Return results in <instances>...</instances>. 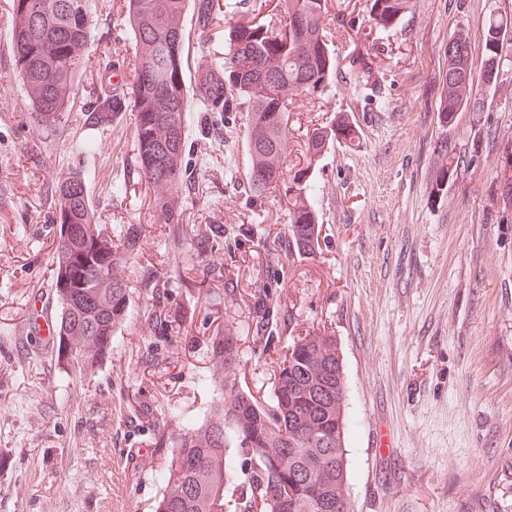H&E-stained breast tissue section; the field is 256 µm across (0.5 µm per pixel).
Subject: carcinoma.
<instances>
[{"mask_svg":"<svg viewBox=\"0 0 512 512\" xmlns=\"http://www.w3.org/2000/svg\"><path fill=\"white\" fill-rule=\"evenodd\" d=\"M330 0H126L130 28L141 54L134 80L119 95L106 94L84 113V125L104 128L118 113L137 114L136 163L155 189L154 208L175 223L174 200L192 186L184 180L185 35L176 19L185 13L203 28L224 27V43L213 46L214 65L224 74L228 95L217 108L203 94L196 100L210 112H248L249 196L263 200L284 189L288 202V252L263 249L269 266L293 254L313 255L317 190L311 167L329 144L348 139L345 120L319 124L306 133L305 166H287L294 128L288 95L316 94L330 84L338 60L327 39ZM412 0H367L371 28L390 31L412 9ZM91 23L87 0H12L10 41L18 76L33 92V111L53 128L72 92L80 53ZM480 78L474 77L467 37L458 34L446 55V90L438 107L442 126L454 114L477 112L481 98L497 88L504 38L490 20L482 35ZM59 236L52 257L59 303L50 328L62 371L77 365L90 372L112 350L124 323L131 287L124 264L140 252L142 227L128 225L114 243L95 221L87 185L77 173L55 188ZM252 338L264 343L272 390L269 399L239 385V332L224 324L211 337L214 385L220 398L200 422L186 424L172 444L161 471L163 490L155 512H350L347 456L346 374L336 334L324 328L294 336L285 347L274 343L279 312L267 294L253 295Z\"/></svg>","mask_w":512,"mask_h":512,"instance_id":"1","label":"carcinoma"}]
</instances>
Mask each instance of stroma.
Wrapping results in <instances>:
<instances>
[{
  "label": "stroma",
  "mask_w": 512,
  "mask_h": 512,
  "mask_svg": "<svg viewBox=\"0 0 512 512\" xmlns=\"http://www.w3.org/2000/svg\"><path fill=\"white\" fill-rule=\"evenodd\" d=\"M413 3L377 34L366 0H332L337 74L314 104L295 97L288 109L305 128L345 117L354 134L314 170L316 257L270 267L264 251L284 244L288 203L245 191V113L190 102L183 166L193 190L177 200L185 232L174 237L138 175L135 113L102 129L84 125L112 91L104 74L132 77L141 51L125 0H88L83 61L53 130L35 118L16 74L11 8L0 0V512H154L158 473L183 421L202 420L217 399L210 338L225 322L243 332V389L270 394L268 367L246 333L258 288L291 316L281 344L313 327L336 334L353 512H512V204L499 191L512 176L502 158L512 143V0ZM492 14L507 56L497 91L441 126L448 41L466 34L481 64ZM182 25L191 83L224 31H201L189 17ZM443 157L448 185L436 194ZM75 170L113 239L128 225L143 229L127 263V319L88 375L64 373L32 321L58 313L51 191ZM161 265L174 275L156 300L141 280ZM157 304L177 317L170 331L152 328Z\"/></svg>",
  "instance_id": "obj_1"
}]
</instances>
